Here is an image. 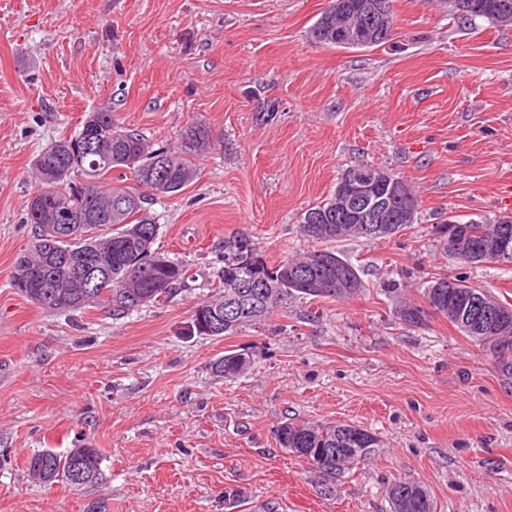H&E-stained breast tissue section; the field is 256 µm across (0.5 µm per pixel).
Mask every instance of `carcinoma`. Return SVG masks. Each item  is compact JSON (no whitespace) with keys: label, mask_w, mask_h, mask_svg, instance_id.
Listing matches in <instances>:
<instances>
[{"label":"carcinoma","mask_w":512,"mask_h":512,"mask_svg":"<svg viewBox=\"0 0 512 512\" xmlns=\"http://www.w3.org/2000/svg\"><path fill=\"white\" fill-rule=\"evenodd\" d=\"M452 12L465 20L481 18L500 26V19L512 17V0H455ZM336 5H330L314 24L312 37L326 45L336 46L334 30H325ZM183 151L152 148L143 135L133 129L117 127L112 110L101 106L88 113L81 129L69 137L56 139L33 158L37 181L34 200H26L27 222L33 224L34 240L15 261L12 287L29 301L57 312L85 308H109L116 316L127 315L164 302L186 287L187 268L182 263L160 254L154 244L160 226L145 208L150 196L165 197L189 186L197 177L190 159L202 155L214 145L210 130L201 124L186 127L181 135ZM130 169L135 185L112 184V172ZM334 193L307 208L300 215V234L317 243L335 244L346 240L369 241L391 238L410 226L416 216L403 218L405 205L417 212L418 200L411 195L388 205L386 231L368 233L364 224L347 213L336 214ZM497 219L456 221L453 240L437 237L444 253L460 264L471 266L491 262L475 252V247L489 238ZM224 250L240 256V263L218 270V286L214 294L194 308L190 331L199 333L198 319L205 315L224 324L216 336H229L239 330L266 321L290 298L311 300H346L357 296L364 284L356 267L338 251L314 249L273 265L267 262L253 236L239 231L224 241ZM99 257L107 262L112 292L91 290L83 277L84 262ZM141 275L131 277L132 270ZM349 275L352 285L341 291L330 285L336 273ZM446 276L425 282V305L406 303L396 310L400 320L416 310L428 317L434 313L448 319L465 335H470L475 307L473 298L480 297L489 309L512 310V303L497 298L490 289L474 286L467 276H452L456 281L453 296L441 306L429 309L431 291ZM28 287L22 288L20 284ZM482 346L494 358L497 369L507 380L512 378V323L500 331L495 340ZM251 365L245 352L229 351L211 364L214 372L226 379L245 373ZM279 447L306 460L325 489L336 488V482L359 462L370 457L380 439L373 432L353 423L329 421L309 423L284 422L274 431ZM82 465L88 471L87 483L100 476L101 456L96 448H74L60 455L46 448L29 458V474L50 483L62 481L78 488L71 479L73 470ZM385 495L392 512H435L429 493L420 485L402 480L389 483Z\"/></svg>","instance_id":"1"}]
</instances>
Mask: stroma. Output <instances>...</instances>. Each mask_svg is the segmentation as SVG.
Returning a JSON list of instances; mask_svg holds the SVG:
<instances>
[{"label":"stroma","instance_id":"obj_1","mask_svg":"<svg viewBox=\"0 0 512 512\" xmlns=\"http://www.w3.org/2000/svg\"><path fill=\"white\" fill-rule=\"evenodd\" d=\"M329 4L0 0V512H390L400 479L436 512H512V385L446 318L405 325L382 293L418 303L424 281L462 272L512 302V264L461 267L433 231L512 213V26L393 0L386 43L341 49L311 37ZM103 105L157 147L193 123L215 139L193 183L149 204L156 248L192 282L125 317L44 309L10 285L32 242L33 157ZM357 166L418 199L397 236L337 243L364 291L188 335L225 239L249 232L273 264L307 250L301 213ZM228 350L251 357L231 380L210 369ZM287 419L352 422L381 446L327 496L279 448ZM84 446L101 452L97 482L28 477L34 453Z\"/></svg>","mask_w":512,"mask_h":512}]
</instances>
